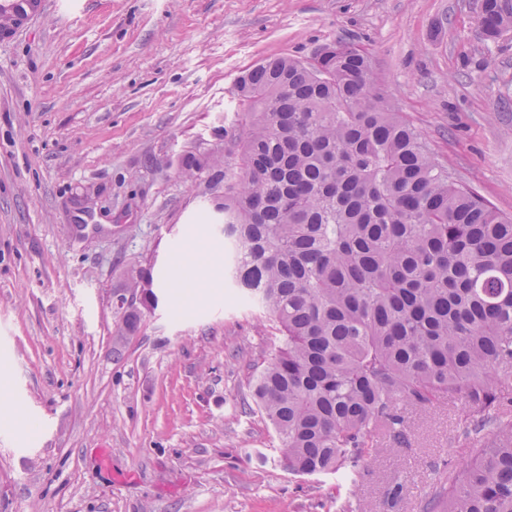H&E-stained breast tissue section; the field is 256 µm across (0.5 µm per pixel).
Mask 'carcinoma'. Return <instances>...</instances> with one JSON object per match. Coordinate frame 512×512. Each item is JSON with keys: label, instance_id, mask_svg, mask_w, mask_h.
<instances>
[{"label": "carcinoma", "instance_id": "1", "mask_svg": "<svg viewBox=\"0 0 512 512\" xmlns=\"http://www.w3.org/2000/svg\"><path fill=\"white\" fill-rule=\"evenodd\" d=\"M487 38L512 0H484ZM230 278L280 326L253 396L292 475L355 469L399 405L463 402L471 456L423 512H512V218L439 165L371 58L336 41L238 78Z\"/></svg>", "mask_w": 512, "mask_h": 512}]
</instances>
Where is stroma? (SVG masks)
<instances>
[{"mask_svg":"<svg viewBox=\"0 0 512 512\" xmlns=\"http://www.w3.org/2000/svg\"><path fill=\"white\" fill-rule=\"evenodd\" d=\"M481 0H45L0 35V512H421L465 417L404 407L355 478L298 477L251 395L277 323L178 259L224 255L208 174L239 173L236 81L343 40L369 51L436 159L512 216V32ZM159 296L122 335L115 294ZM395 482L403 498L391 503ZM483 14L480 17L482 30L487 38L495 39L512 29V0H483Z\"/></svg>","mask_w":512,"mask_h":512,"instance_id":"stroma-1","label":"stroma"}]
</instances>
